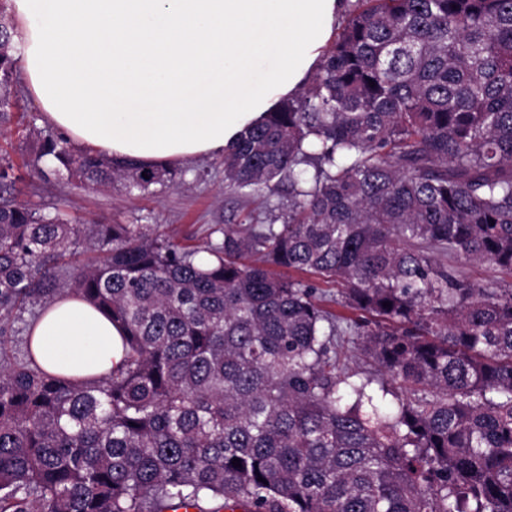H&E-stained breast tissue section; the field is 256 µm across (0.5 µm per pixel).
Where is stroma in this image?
Wrapping results in <instances>:
<instances>
[{
	"instance_id": "obj_1",
	"label": "stroma",
	"mask_w": 512,
	"mask_h": 512,
	"mask_svg": "<svg viewBox=\"0 0 512 512\" xmlns=\"http://www.w3.org/2000/svg\"><path fill=\"white\" fill-rule=\"evenodd\" d=\"M17 106L0 127V155L9 157L18 178L22 201L44 211L66 210L79 223L150 224L176 241L196 245L208 240L212 229L246 223L251 203L224 188L221 156L174 163L176 183L155 194L130 198L119 189L97 188L61 176L33 177L28 161L39 138L53 134L24 83H17Z\"/></svg>"
}]
</instances>
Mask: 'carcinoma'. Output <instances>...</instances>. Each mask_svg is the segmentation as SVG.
Wrapping results in <instances>:
<instances>
[{"instance_id": "carcinoma-1", "label": "carcinoma", "mask_w": 512, "mask_h": 512, "mask_svg": "<svg viewBox=\"0 0 512 512\" xmlns=\"http://www.w3.org/2000/svg\"><path fill=\"white\" fill-rule=\"evenodd\" d=\"M29 166L129 195L176 179L62 136ZM15 183L1 156L0 512H512V282L461 270L512 278V0H354L310 81L224 150L226 190L287 192L279 224L189 248ZM62 296L124 332L111 373L4 358ZM41 307H35L32 310H28L21 315V319L15 321V328L19 329L16 332L10 342L6 345L8 354L10 356H20L26 348V326L27 324L39 313Z\"/></svg>"}]
</instances>
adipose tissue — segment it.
<instances>
[{
    "mask_svg": "<svg viewBox=\"0 0 512 512\" xmlns=\"http://www.w3.org/2000/svg\"><path fill=\"white\" fill-rule=\"evenodd\" d=\"M23 77L45 119L83 147L144 164L223 153L319 67L344 0H11ZM53 374L111 373L120 331L56 300L35 321Z\"/></svg>",
    "mask_w": 512,
    "mask_h": 512,
    "instance_id": "1",
    "label": "adipose tissue"
}]
</instances>
